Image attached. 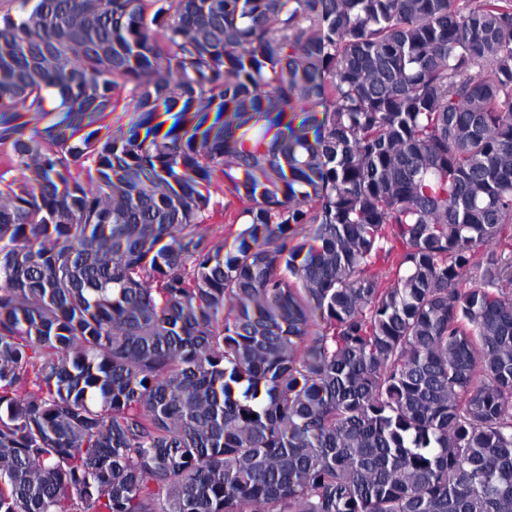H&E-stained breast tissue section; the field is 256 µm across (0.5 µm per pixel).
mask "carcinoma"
<instances>
[{
  "mask_svg": "<svg viewBox=\"0 0 512 512\" xmlns=\"http://www.w3.org/2000/svg\"><path fill=\"white\" fill-rule=\"evenodd\" d=\"M12 3L0 512H512V0ZM45 107L49 115L40 121L37 125L31 124L25 132V136H34L36 139L45 138L48 130L58 126L68 127L71 124V113L68 112L67 106L60 102L58 99L48 100ZM181 107L182 104L177 108L174 107L175 109L167 110L166 107L161 106L159 112H155L152 115L121 112V108L119 107L116 112H105L96 123L79 130L75 138L78 139L93 130L99 129L100 133L98 136L100 138L109 132L112 135L117 134L125 138L138 137L139 140H142L145 136L146 129L161 121L162 112L165 111V114H169L174 109L172 114H175Z\"/></svg>",
  "mask_w": 512,
  "mask_h": 512,
  "instance_id": "obj_1",
  "label": "carcinoma"
}]
</instances>
